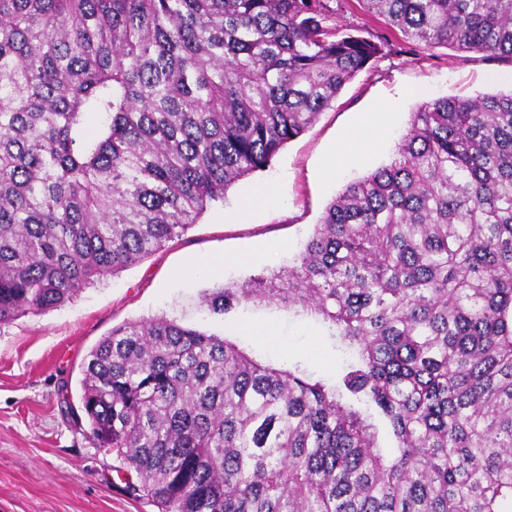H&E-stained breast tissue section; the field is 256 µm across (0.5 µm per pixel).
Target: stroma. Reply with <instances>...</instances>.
I'll return each instance as SVG.
<instances>
[{"label":"stroma","mask_w":512,"mask_h":512,"mask_svg":"<svg viewBox=\"0 0 512 512\" xmlns=\"http://www.w3.org/2000/svg\"><path fill=\"white\" fill-rule=\"evenodd\" d=\"M337 7V23L382 43L383 54L270 167L239 179L223 203L151 256L64 306L0 325V512H159L128 491L125 464L96 448L63 411L79 402L91 348L123 322L164 316L219 334L258 362L334 381L344 356L323 323L274 304L217 316L204 294L292 265L345 185L390 162L418 101L409 89L427 100L512 91L510 59L428 48L358 0ZM385 106L391 112L374 148L336 166L344 138L368 133ZM267 187L272 195H264Z\"/></svg>","instance_id":"35a3bbf8"}]
</instances>
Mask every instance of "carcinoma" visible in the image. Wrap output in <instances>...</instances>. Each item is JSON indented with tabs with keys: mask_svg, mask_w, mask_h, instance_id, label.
<instances>
[{
	"mask_svg": "<svg viewBox=\"0 0 512 512\" xmlns=\"http://www.w3.org/2000/svg\"><path fill=\"white\" fill-rule=\"evenodd\" d=\"M359 2L427 47L512 58V0ZM335 15L0 0V325L118 275L269 167L382 51ZM204 301L302 312L352 354L330 383L165 317L113 327L68 414L159 512H512V92L419 102L295 265Z\"/></svg>",
	"mask_w": 512,
	"mask_h": 512,
	"instance_id": "1",
	"label": "carcinoma"
}]
</instances>
